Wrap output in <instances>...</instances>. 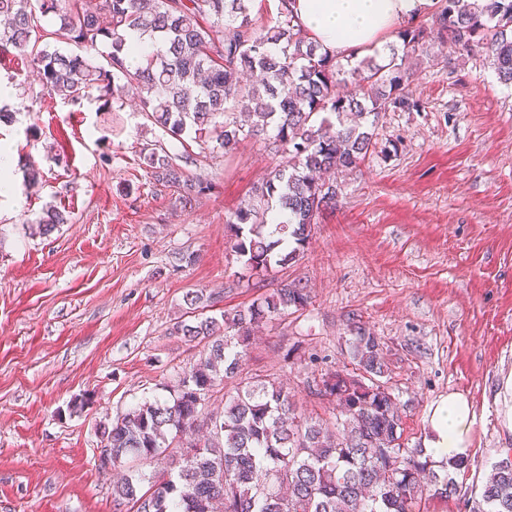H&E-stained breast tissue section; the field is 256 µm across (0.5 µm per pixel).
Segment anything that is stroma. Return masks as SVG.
Segmentation results:
<instances>
[{
  "label": "stroma",
  "mask_w": 512,
  "mask_h": 512,
  "mask_svg": "<svg viewBox=\"0 0 512 512\" xmlns=\"http://www.w3.org/2000/svg\"><path fill=\"white\" fill-rule=\"evenodd\" d=\"M420 111L385 112L376 146L344 175L336 209L320 217L296 262L262 288L226 248L227 222L278 164L264 141L201 149L154 126L132 106L42 94L0 49V150L15 192L0 197V512H115L113 477L100 468L99 423L166 398L200 350L171 335L186 293L216 295L212 314L302 280L311 303L263 325L247 355L274 373L304 409L332 410L311 394L349 358L350 319L380 336L393 393L412 442L448 392L476 414L468 501H428L427 512H473L502 449L512 405V85L483 53L434 47L410 61ZM162 146L210 189L190 204L141 166L143 144ZM38 169V184L27 169ZM69 223L36 231L46 207ZM194 254L193 264L182 262ZM86 405L71 411L75 399Z\"/></svg>",
  "instance_id": "35a3bbf8"
}]
</instances>
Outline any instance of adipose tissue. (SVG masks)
Returning <instances> with one entry per match:
<instances>
[{
	"label": "adipose tissue",
	"mask_w": 512,
	"mask_h": 512,
	"mask_svg": "<svg viewBox=\"0 0 512 512\" xmlns=\"http://www.w3.org/2000/svg\"><path fill=\"white\" fill-rule=\"evenodd\" d=\"M433 0H296L302 27L322 51L356 61L395 39L399 23L431 10ZM475 413L465 395L451 392L432 404L426 451L436 461L473 455Z\"/></svg>",
	"instance_id": "ef3b65f1"
}]
</instances>
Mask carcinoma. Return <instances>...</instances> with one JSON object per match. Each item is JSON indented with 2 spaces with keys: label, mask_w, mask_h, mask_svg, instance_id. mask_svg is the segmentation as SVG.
Listing matches in <instances>:
<instances>
[{
  "label": "carcinoma",
  "mask_w": 512,
  "mask_h": 512,
  "mask_svg": "<svg viewBox=\"0 0 512 512\" xmlns=\"http://www.w3.org/2000/svg\"><path fill=\"white\" fill-rule=\"evenodd\" d=\"M250 0H0V46L36 71L42 90L78 101L98 92L100 109L125 100L157 127L224 151L273 129L272 168L229 222L230 251L251 275L267 277L304 253L322 212L342 194L339 175L359 167L373 145L379 114L420 110L408 58L428 45L458 53L481 49L498 79L512 84V0H436L431 24L398 32L386 63L367 56L342 62L321 51L294 14L295 0H277L269 23L251 17ZM57 21L50 48L42 19ZM161 43L133 64L127 37ZM109 49L108 64L94 51ZM141 165L189 203L204 181L185 178L161 147L144 146ZM68 223L47 208L39 232ZM203 294L184 302L192 318L170 333L203 346L191 371L163 401L146 400L99 424L108 449L105 469H123L113 502L133 512H424L429 499L461 496L455 479L471 460L436 462L405 443L401 408L389 380L384 343L358 320L344 345L352 368L326 372L317 395L336 402L328 418L299 407L273 373L244 368L251 336L262 325L306 308L300 280L220 317L200 311ZM224 409L209 406L227 380ZM166 460L162 471L144 467ZM479 512H512V448L492 464Z\"/></svg>",
  "instance_id": "1"
}]
</instances>
